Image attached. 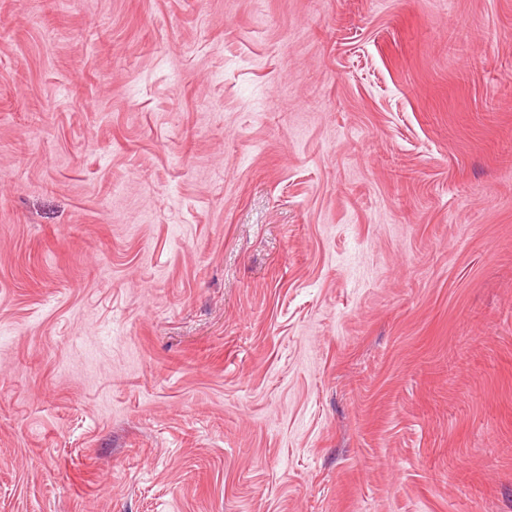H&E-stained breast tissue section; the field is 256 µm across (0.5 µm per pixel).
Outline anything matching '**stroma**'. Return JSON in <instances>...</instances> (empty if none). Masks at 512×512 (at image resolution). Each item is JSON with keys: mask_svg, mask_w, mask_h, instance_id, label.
<instances>
[{"mask_svg": "<svg viewBox=\"0 0 512 512\" xmlns=\"http://www.w3.org/2000/svg\"><path fill=\"white\" fill-rule=\"evenodd\" d=\"M0 512H512V0H0Z\"/></svg>", "mask_w": 512, "mask_h": 512, "instance_id": "1", "label": "stroma"}]
</instances>
